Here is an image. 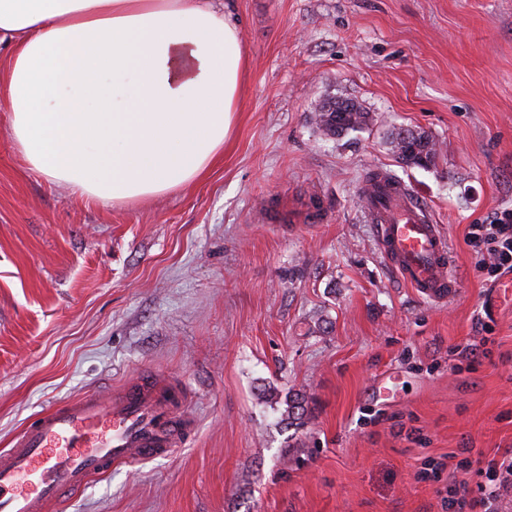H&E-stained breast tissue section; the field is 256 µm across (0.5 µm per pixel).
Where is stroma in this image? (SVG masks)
Instances as JSON below:
<instances>
[{
  "label": "stroma",
  "mask_w": 512,
  "mask_h": 512,
  "mask_svg": "<svg viewBox=\"0 0 512 512\" xmlns=\"http://www.w3.org/2000/svg\"><path fill=\"white\" fill-rule=\"evenodd\" d=\"M232 2L240 107L200 182L85 203L28 169L0 111V451L49 408L175 375L187 442L57 512H442L449 474L477 484L512 449V288L465 242L512 207V0ZM330 97L372 123L325 137ZM400 127L434 167L397 159ZM380 169L445 234L451 298L383 257L360 196ZM298 394L305 423H284ZM391 144L397 158L408 167L428 169L435 165L434 144L425 132L400 128L393 133Z\"/></svg>",
  "instance_id": "stroma-1"
}]
</instances>
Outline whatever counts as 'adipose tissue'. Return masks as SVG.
Segmentation results:
<instances>
[{
  "mask_svg": "<svg viewBox=\"0 0 512 512\" xmlns=\"http://www.w3.org/2000/svg\"><path fill=\"white\" fill-rule=\"evenodd\" d=\"M1 43L16 148L84 201L164 195L223 158L244 70L226 0H0Z\"/></svg>",
  "mask_w": 512,
  "mask_h": 512,
  "instance_id": "obj_1",
  "label": "adipose tissue"
}]
</instances>
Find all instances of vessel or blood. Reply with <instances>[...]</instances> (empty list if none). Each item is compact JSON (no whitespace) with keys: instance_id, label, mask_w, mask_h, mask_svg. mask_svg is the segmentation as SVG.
<instances>
[{"instance_id":"obj_1","label":"vessel or blood","mask_w":512,"mask_h":512,"mask_svg":"<svg viewBox=\"0 0 512 512\" xmlns=\"http://www.w3.org/2000/svg\"><path fill=\"white\" fill-rule=\"evenodd\" d=\"M362 202L400 277L425 297L453 295L446 238L428 205L383 172ZM190 402L177 376L138 377L41 413L0 453V512H54L111 470L171 457L196 428Z\"/></svg>"}]
</instances>
